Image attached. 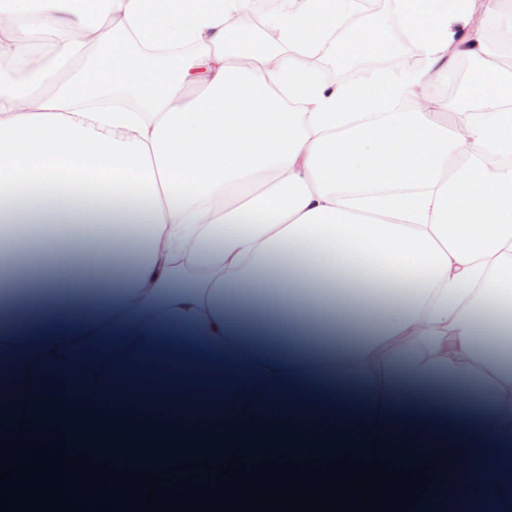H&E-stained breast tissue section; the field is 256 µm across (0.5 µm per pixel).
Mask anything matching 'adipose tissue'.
<instances>
[{
  "instance_id": "adipose-tissue-1",
  "label": "adipose tissue",
  "mask_w": 512,
  "mask_h": 512,
  "mask_svg": "<svg viewBox=\"0 0 512 512\" xmlns=\"http://www.w3.org/2000/svg\"><path fill=\"white\" fill-rule=\"evenodd\" d=\"M395 4L420 69L374 27L336 84L303 59L360 0H277L262 43L252 0H0V413L90 349L118 434L378 437L439 460L426 512H512V65L454 33L503 0Z\"/></svg>"
}]
</instances>
